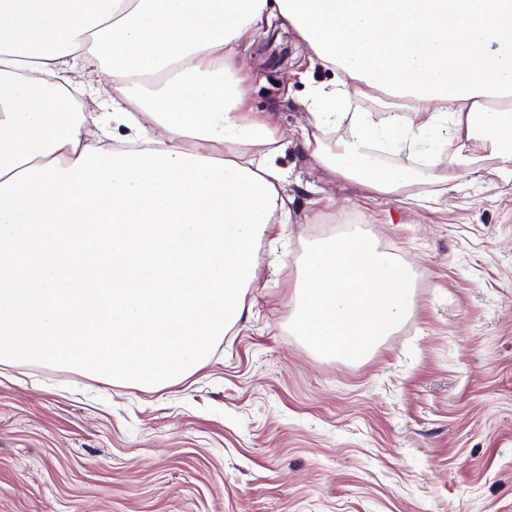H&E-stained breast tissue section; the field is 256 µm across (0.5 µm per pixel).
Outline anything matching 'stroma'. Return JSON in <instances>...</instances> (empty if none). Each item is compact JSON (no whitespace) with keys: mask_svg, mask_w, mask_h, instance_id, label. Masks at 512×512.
<instances>
[{"mask_svg":"<svg viewBox=\"0 0 512 512\" xmlns=\"http://www.w3.org/2000/svg\"><path fill=\"white\" fill-rule=\"evenodd\" d=\"M272 115L292 221L273 224L248 312L183 381L137 389L63 365H0V512H512V178L403 195L338 182L305 145L335 81L277 18L242 51ZM355 216L418 269L410 319L368 361L289 331L308 243Z\"/></svg>","mask_w":512,"mask_h":512,"instance_id":"obj_1","label":"stroma"}]
</instances>
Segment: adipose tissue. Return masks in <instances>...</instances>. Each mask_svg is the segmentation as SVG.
Segmentation results:
<instances>
[{"mask_svg":"<svg viewBox=\"0 0 512 512\" xmlns=\"http://www.w3.org/2000/svg\"><path fill=\"white\" fill-rule=\"evenodd\" d=\"M337 73L306 146L337 179L394 197L383 147L430 143L434 180L472 172V142L512 177V0H0V363L173 385L246 310L259 242L287 214L269 115L243 109L238 46L270 15ZM95 67L96 128L65 74ZM393 102L382 119L356 96ZM430 112L426 133L406 115ZM145 147L113 143V125ZM349 133L328 147L323 132ZM452 148L445 157L443 148Z\"/></svg>","mask_w":512,"mask_h":512,"instance_id":"1","label":"adipose tissue"}]
</instances>
